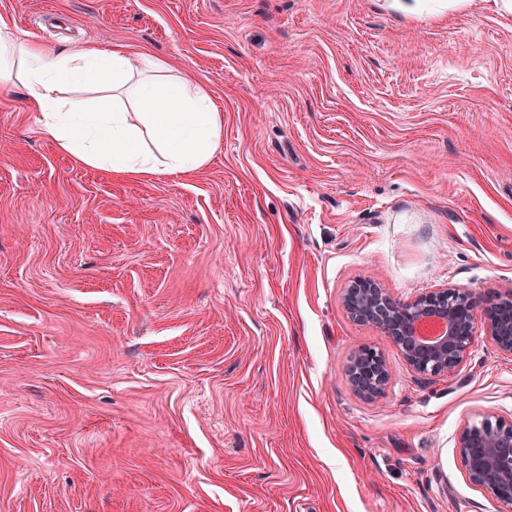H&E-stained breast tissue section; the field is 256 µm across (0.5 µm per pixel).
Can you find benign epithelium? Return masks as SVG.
<instances>
[{"label":"benign epithelium","instance_id":"7a95c632","mask_svg":"<svg viewBox=\"0 0 512 512\" xmlns=\"http://www.w3.org/2000/svg\"><path fill=\"white\" fill-rule=\"evenodd\" d=\"M340 302L349 319L378 328L423 380L458 368L470 355L479 330L499 352L512 357L511 288L486 304L480 328L478 303L460 288H435L400 301L376 282L356 281L342 291ZM430 322L441 324L442 333L420 339V327ZM346 380L359 398L370 401L384 395L391 373L380 353L361 347L350 357ZM458 454L467 481L512 512V420L488 414L465 423L458 435Z\"/></svg>","mask_w":512,"mask_h":512}]
</instances>
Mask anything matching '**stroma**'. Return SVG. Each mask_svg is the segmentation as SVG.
<instances>
[{
  "label": "stroma",
  "instance_id": "35a3bbf8",
  "mask_svg": "<svg viewBox=\"0 0 512 512\" xmlns=\"http://www.w3.org/2000/svg\"><path fill=\"white\" fill-rule=\"evenodd\" d=\"M15 36L122 47L224 115L194 174L116 180L0 87V512H500L458 433L512 420L477 339L417 380L339 296L512 286V15L493 0H0ZM361 346L392 381L366 401ZM345 374L351 390L368 401L384 395L391 382L385 360L370 347H361L350 357Z\"/></svg>",
  "mask_w": 512,
  "mask_h": 512
}]
</instances>
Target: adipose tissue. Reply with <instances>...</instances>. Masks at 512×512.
I'll list each match as a JSON object with an SVG mask.
<instances>
[{
	"instance_id": "1",
	"label": "adipose tissue",
	"mask_w": 512,
	"mask_h": 512,
	"mask_svg": "<svg viewBox=\"0 0 512 512\" xmlns=\"http://www.w3.org/2000/svg\"><path fill=\"white\" fill-rule=\"evenodd\" d=\"M17 81L42 130L85 166L148 178L202 168L218 150L223 114L199 85L166 62L90 46L51 51L10 35L0 16V81ZM74 84L130 89L131 104L89 106L64 96Z\"/></svg>"
}]
</instances>
